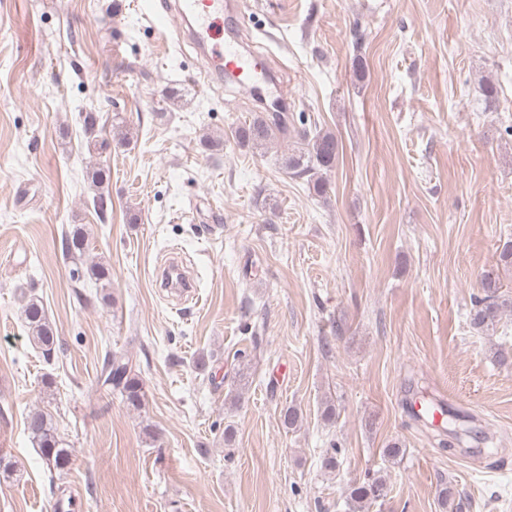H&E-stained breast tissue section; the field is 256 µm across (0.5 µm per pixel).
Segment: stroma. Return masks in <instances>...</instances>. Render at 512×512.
Returning a JSON list of instances; mask_svg holds the SVG:
<instances>
[{
	"label": "stroma",
	"instance_id": "35a3bbf8",
	"mask_svg": "<svg viewBox=\"0 0 512 512\" xmlns=\"http://www.w3.org/2000/svg\"><path fill=\"white\" fill-rule=\"evenodd\" d=\"M224 25L287 92V140L239 144L264 103L207 80L141 0H0V512L73 495L78 512H349L369 474L387 489L367 512H442L446 485L463 512H512V359L494 357L512 356V312L470 324L512 239V0H240ZM302 130L338 139L326 197L284 167ZM77 226L108 284L73 279ZM173 251L199 284L187 304L155 282ZM109 352L139 372L142 411L104 385ZM422 396L497 455L440 447L409 408ZM43 406L72 451L52 481L25 430ZM24 316L29 337L41 350L44 360L52 364L58 358L59 348L52 325L37 299L31 298L27 302Z\"/></svg>",
	"mask_w": 512,
	"mask_h": 512
}]
</instances>
